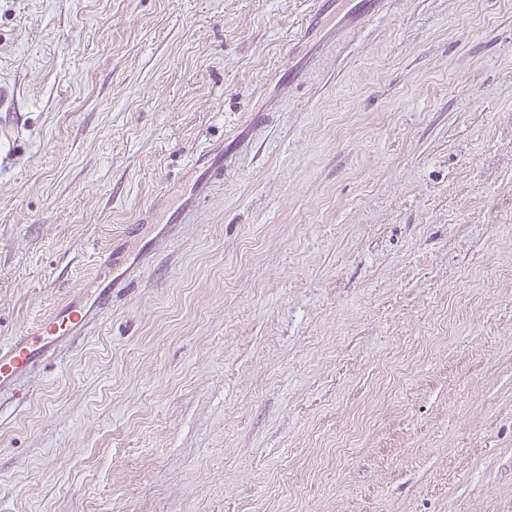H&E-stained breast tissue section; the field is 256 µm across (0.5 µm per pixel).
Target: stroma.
I'll return each mask as SVG.
<instances>
[{
  "label": "stroma",
  "mask_w": 512,
  "mask_h": 512,
  "mask_svg": "<svg viewBox=\"0 0 512 512\" xmlns=\"http://www.w3.org/2000/svg\"><path fill=\"white\" fill-rule=\"evenodd\" d=\"M313 7L0 0V512H512V0ZM341 1H346L344 4L348 11L358 13L366 21L375 15L379 4L383 3L384 0H317L314 15L326 14L333 7L336 8ZM87 310L86 305L67 301L23 336L0 346V393L16 390L21 380L54 357L63 343L77 338L75 331L85 325Z\"/></svg>",
  "instance_id": "1"
}]
</instances>
